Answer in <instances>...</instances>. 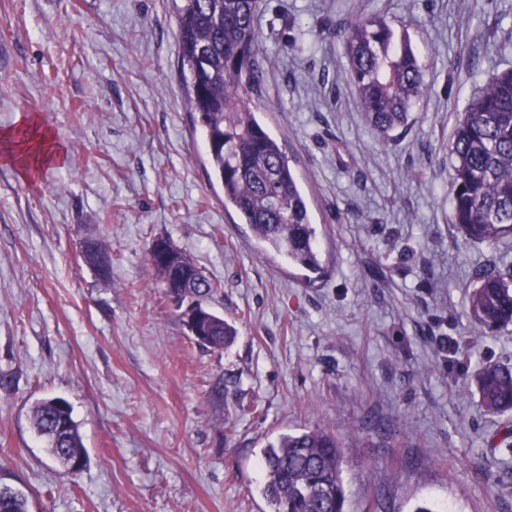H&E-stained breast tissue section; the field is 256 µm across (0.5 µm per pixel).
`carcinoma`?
Masks as SVG:
<instances>
[{"label":"carcinoma","mask_w":512,"mask_h":512,"mask_svg":"<svg viewBox=\"0 0 512 512\" xmlns=\"http://www.w3.org/2000/svg\"><path fill=\"white\" fill-rule=\"evenodd\" d=\"M177 18L178 64L185 107L201 131L207 162L224 192V211L250 226L267 251L321 273L307 197L278 141L257 120L248 94L264 80L256 25L260 0H172ZM346 58L351 90L372 130L387 140L405 127L426 88L423 70L406 33L384 14L339 19L327 28ZM448 151L451 221L469 241L512 247V69L492 75L460 113ZM181 275L199 276L207 296L220 284L209 280L181 252ZM167 297L177 287L173 266L151 262ZM469 297L471 319L486 333L512 325V269L487 266L477 273ZM184 325L201 347L222 350L236 329L194 301ZM481 407L512 411V365L484 363L477 373ZM54 399L38 401L33 427L53 457L69 465L83 453L78 425L57 427ZM263 495L272 512H344L341 443L315 428L280 434L263 450ZM0 512H29L25 493L0 503Z\"/></svg>","instance_id":"1"}]
</instances>
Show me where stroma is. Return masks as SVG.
I'll return each instance as SVG.
<instances>
[{"label":"stroma","instance_id":"obj_1","mask_svg":"<svg viewBox=\"0 0 512 512\" xmlns=\"http://www.w3.org/2000/svg\"><path fill=\"white\" fill-rule=\"evenodd\" d=\"M385 13L427 90L380 143L325 32ZM250 98L303 183L322 274L264 251L225 213L186 112L171 0H0V131L36 115L68 151L21 175L0 161V481L31 512H270L263 450L323 428L342 444L347 512H512V413L480 407L476 374L512 363L484 333L477 269L512 250L451 222L459 112L512 68V0H262ZM168 238L220 288L233 324L200 348L147 247ZM111 261H85L86 243ZM72 409L70 472L31 424Z\"/></svg>","mask_w":512,"mask_h":512}]
</instances>
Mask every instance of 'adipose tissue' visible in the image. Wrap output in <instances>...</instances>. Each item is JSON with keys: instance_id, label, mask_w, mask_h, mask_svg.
<instances>
[{"instance_id": "ef3b65f1", "label": "adipose tissue", "mask_w": 512, "mask_h": 512, "mask_svg": "<svg viewBox=\"0 0 512 512\" xmlns=\"http://www.w3.org/2000/svg\"><path fill=\"white\" fill-rule=\"evenodd\" d=\"M29 127L32 139L27 144H19L14 131L0 132V159L19 164L28 173L38 171L44 166L65 162V147L55 142L52 135L41 127L36 116H28L23 121Z\"/></svg>"}]
</instances>
